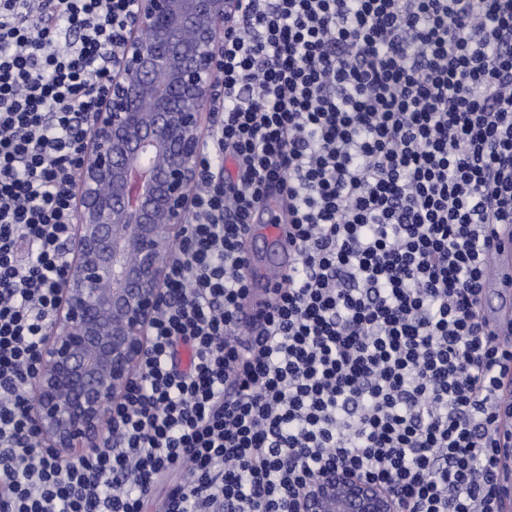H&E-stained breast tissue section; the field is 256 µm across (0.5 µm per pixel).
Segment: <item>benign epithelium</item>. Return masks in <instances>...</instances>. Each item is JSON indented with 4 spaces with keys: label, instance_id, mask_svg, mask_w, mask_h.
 <instances>
[{
    "label": "benign epithelium",
    "instance_id": "benign-epithelium-1",
    "mask_svg": "<svg viewBox=\"0 0 512 512\" xmlns=\"http://www.w3.org/2000/svg\"><path fill=\"white\" fill-rule=\"evenodd\" d=\"M235 0H137L71 187L59 303L29 380L42 446L70 463L117 422L165 300L167 261L186 230L207 129L211 77ZM298 512H396L395 496L331 468Z\"/></svg>",
    "mask_w": 512,
    "mask_h": 512
}]
</instances>
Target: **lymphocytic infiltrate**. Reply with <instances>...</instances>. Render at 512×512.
<instances>
[{
    "label": "lymphocytic infiltrate",
    "instance_id": "f902f5d3",
    "mask_svg": "<svg viewBox=\"0 0 512 512\" xmlns=\"http://www.w3.org/2000/svg\"><path fill=\"white\" fill-rule=\"evenodd\" d=\"M135 0H0V512H287L340 465L397 512H499L512 344L480 316L512 225V0H238L168 303L120 429L69 465L28 377L68 186ZM297 262L247 338L270 187Z\"/></svg>",
    "mask_w": 512,
    "mask_h": 512
}]
</instances>
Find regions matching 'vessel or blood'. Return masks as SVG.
<instances>
[{
    "label": "vessel or blood",
    "instance_id": "obj_1",
    "mask_svg": "<svg viewBox=\"0 0 512 512\" xmlns=\"http://www.w3.org/2000/svg\"><path fill=\"white\" fill-rule=\"evenodd\" d=\"M287 195H272L258 211L246 249L245 276L251 288L244 304L241 327H248L268 300L269 292L284 284L296 262L295 250L288 238ZM494 261L497 278L486 285L481 297V312L490 329L500 340L512 338V226L495 229Z\"/></svg>",
    "mask_w": 512,
    "mask_h": 512
}]
</instances>
